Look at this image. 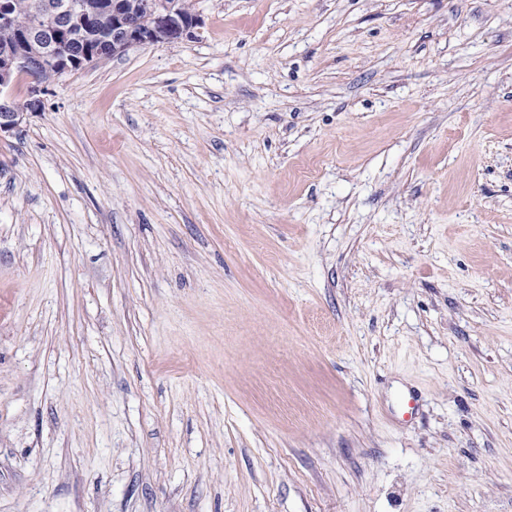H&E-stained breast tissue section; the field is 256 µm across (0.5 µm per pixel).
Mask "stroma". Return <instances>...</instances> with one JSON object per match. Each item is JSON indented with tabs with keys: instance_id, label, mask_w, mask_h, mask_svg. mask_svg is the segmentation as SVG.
<instances>
[{
	"instance_id": "stroma-1",
	"label": "stroma",
	"mask_w": 512,
	"mask_h": 512,
	"mask_svg": "<svg viewBox=\"0 0 512 512\" xmlns=\"http://www.w3.org/2000/svg\"><path fill=\"white\" fill-rule=\"evenodd\" d=\"M0 137V512H512V0H195Z\"/></svg>"
}]
</instances>
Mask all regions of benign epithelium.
I'll return each mask as SVG.
<instances>
[{"label": "benign epithelium", "instance_id": "obj_1", "mask_svg": "<svg viewBox=\"0 0 512 512\" xmlns=\"http://www.w3.org/2000/svg\"><path fill=\"white\" fill-rule=\"evenodd\" d=\"M36 11L51 16L55 25L49 29L34 27L25 34L37 50H19L0 54V134H9L21 124L24 114L36 112L42 104L47 87L37 78L41 69L51 65L57 75L94 67L114 55L135 46H164L190 36L200 23V17H182L169 0H143L136 8L127 0H107L105 8L112 12V34L106 39V49L89 50L82 46L62 50L61 41L85 10L84 0H36ZM26 74L32 78L26 100L16 101L11 88L16 78Z\"/></svg>", "mask_w": 512, "mask_h": 512}]
</instances>
